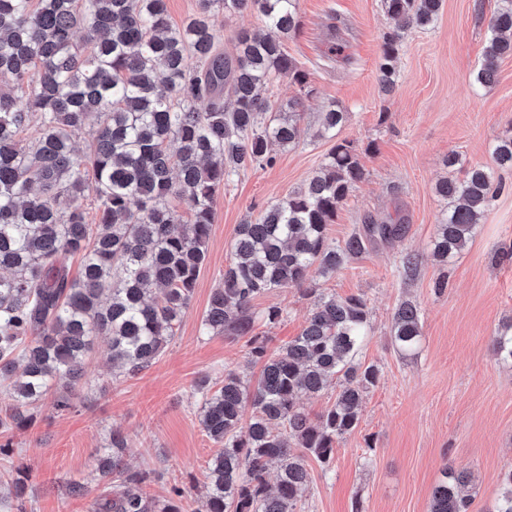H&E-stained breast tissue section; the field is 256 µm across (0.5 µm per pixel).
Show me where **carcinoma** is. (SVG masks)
<instances>
[{
    "label": "carcinoma",
    "mask_w": 512,
    "mask_h": 512,
    "mask_svg": "<svg viewBox=\"0 0 512 512\" xmlns=\"http://www.w3.org/2000/svg\"><path fill=\"white\" fill-rule=\"evenodd\" d=\"M443 0H383L392 31L377 66L381 90L395 82L397 42L409 27L437 22ZM256 9L267 28L289 36L300 26L299 0H198L180 26L170 24L165 0H0V379L13 377V404L0 432L23 427L31 410L63 380L55 408L77 407L74 390L98 336L110 342L112 371L135 376L150 368L174 339L207 257L218 187L248 167L273 164L272 146L295 144L300 100L271 120L262 90L286 77L308 95V75L280 40L243 31L226 55L215 23ZM83 32L84 43L75 40ZM490 37L475 84L497 81L498 62L512 56V0L488 23ZM195 59L189 66L188 60ZM231 99L224 103V97ZM39 136L23 143L32 117ZM347 113L331 106L321 136L336 137ZM93 129L89 152L79 155L73 134ZM178 144L176 153L170 143ZM499 169L512 170V135L493 145ZM463 177L436 184L446 202L434 253L443 262L472 239L494 193L495 170L448 156ZM364 177L349 142L335 144L319 172L300 190L271 205L255 222L238 225L235 260L224 269L203 319L209 333L248 337L249 356L262 364L252 385L229 373L224 385L197 386L201 425L222 450L209 464L204 512H296L309 482L308 456L327 464L336 442L357 428L378 369L357 356L371 330L363 297L304 292L313 307L299 336L270 349L255 332L250 303L275 288L301 287L312 271L326 277L368 237L400 235L403 221L366 224V234L331 247L326 227ZM97 201L89 224L79 199ZM71 199L62 210L59 200ZM177 199L192 215L182 222ZM79 253L82 271L70 276L62 256ZM394 343L411 351L421 336L418 308L402 303L394 314ZM512 360V334L492 338ZM334 403L311 416L298 399L313 398L332 381ZM251 419L242 422L245 404ZM125 441L112 432L98 471L119 481L94 512H186L190 489L174 486L155 500L143 492L148 471H132ZM278 465L275 490L266 480ZM493 512H512V468ZM470 476L451 467L435 485L430 512H469Z\"/></svg>",
    "instance_id": "1"
}]
</instances>
